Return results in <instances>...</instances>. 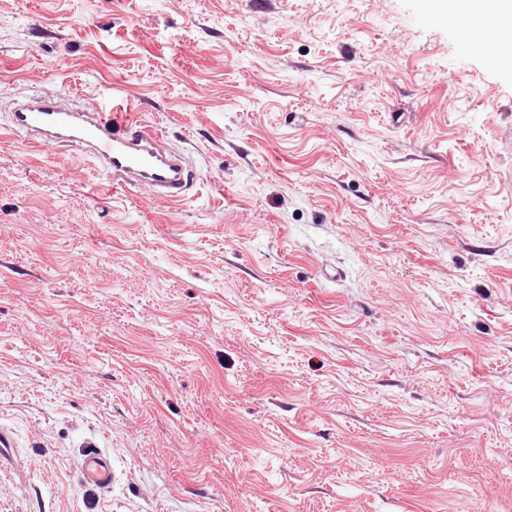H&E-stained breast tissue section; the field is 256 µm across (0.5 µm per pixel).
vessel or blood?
<instances>
[{
	"mask_svg": "<svg viewBox=\"0 0 512 512\" xmlns=\"http://www.w3.org/2000/svg\"><path fill=\"white\" fill-rule=\"evenodd\" d=\"M9 130L44 147L76 146L100 173L124 185L151 186L158 197L178 200L187 190L184 157L165 151L157 134L139 130L132 118L116 120L72 96L32 95L11 115ZM86 482L112 485V462L99 451L83 464Z\"/></svg>",
	"mask_w": 512,
	"mask_h": 512,
	"instance_id": "vessel-or-blood-1",
	"label": "vessel or blood"
}]
</instances>
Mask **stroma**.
<instances>
[{"instance_id": "stroma-1", "label": "stroma", "mask_w": 512, "mask_h": 512, "mask_svg": "<svg viewBox=\"0 0 512 512\" xmlns=\"http://www.w3.org/2000/svg\"><path fill=\"white\" fill-rule=\"evenodd\" d=\"M0 432V512H512V72L445 0H0ZM138 126L130 114L117 121L110 112L81 105L67 94H35L12 112L8 128L44 147L77 146L113 181L149 185L161 199L178 200L187 190L185 158L162 149L157 134ZM83 476L86 482L109 488L112 485V461L101 451L91 452L83 464Z\"/></svg>"}]
</instances>
